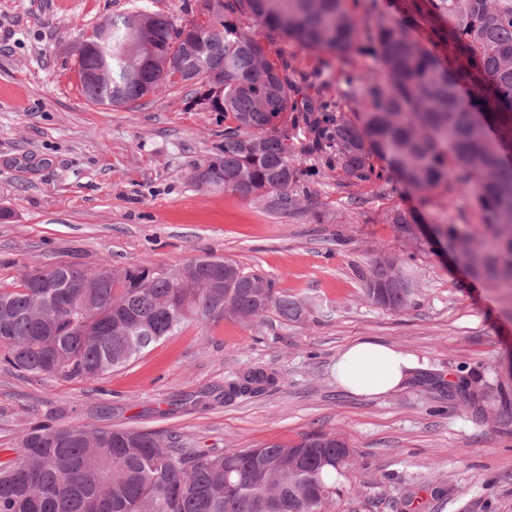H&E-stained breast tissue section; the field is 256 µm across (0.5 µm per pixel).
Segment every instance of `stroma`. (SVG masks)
Wrapping results in <instances>:
<instances>
[{
  "instance_id": "35a3bbf8",
  "label": "stroma",
  "mask_w": 512,
  "mask_h": 512,
  "mask_svg": "<svg viewBox=\"0 0 512 512\" xmlns=\"http://www.w3.org/2000/svg\"><path fill=\"white\" fill-rule=\"evenodd\" d=\"M197 0H0V287L61 262L167 270L205 256L307 299L300 323L276 316L191 325L97 382L0 368V460L39 423L128 427L216 450L293 445L336 434L353 463L332 512H512V404L487 409L448 398L462 376L512 379V299L468 276L430 225L478 223L466 197L423 199L396 183L315 177L301 210L274 196L198 186L194 165L224 140V115L189 108L176 85L127 107L84 95L75 47L105 18L145 7L176 23ZM388 14L443 56L447 26L430 0H385ZM258 36L312 97L336 96L334 56ZM416 219V239L387 217ZM398 259L417 288L402 312L367 300L361 269ZM367 337L416 357L428 379L380 397L352 395L333 374L337 352ZM255 366L276 388L230 404L170 411Z\"/></svg>"
}]
</instances>
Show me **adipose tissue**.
I'll use <instances>...</instances> for the list:
<instances>
[{"mask_svg":"<svg viewBox=\"0 0 512 512\" xmlns=\"http://www.w3.org/2000/svg\"><path fill=\"white\" fill-rule=\"evenodd\" d=\"M419 368L409 354L372 338H358L338 351L334 374L344 390L376 397L407 387Z\"/></svg>","mask_w":512,"mask_h":512,"instance_id":"adipose-tissue-1","label":"adipose tissue"}]
</instances>
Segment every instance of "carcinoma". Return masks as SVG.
<instances>
[{
	"instance_id": "carcinoma-1",
	"label": "carcinoma",
	"mask_w": 512,
	"mask_h": 512,
	"mask_svg": "<svg viewBox=\"0 0 512 512\" xmlns=\"http://www.w3.org/2000/svg\"><path fill=\"white\" fill-rule=\"evenodd\" d=\"M360 1L372 23L358 26L351 4ZM448 21V56L416 41L408 26L387 17L381 0H211L197 51L177 43L182 29L149 11L113 15L98 25L99 42L75 59L76 71L97 72L81 83L85 96L120 105L156 93L161 62L224 75L193 90L206 91L230 120L224 142L204 164L201 187L245 196L276 194L283 210L301 209L306 179L321 168L303 167L315 155L350 183L393 176L413 190L470 198L480 223L442 222L432 238L451 246L456 263L512 296V159L509 141L490 128L512 131V0H433ZM251 19L306 48L369 57L373 72L343 68L334 100L301 95L288 63L270 51ZM158 49L152 58L143 51ZM468 89L467 101L458 94ZM362 111L357 126L344 107ZM305 128L300 147L289 129ZM63 277L82 282L111 275L86 294L63 291L47 301L40 288L51 268L27 273L0 288V365L30 376L96 381L190 324L226 317L291 323L306 303L258 273L206 257L172 274L147 264L94 270L66 263ZM364 292L381 309L400 312L415 288L398 261L385 258L361 273ZM276 374L250 368L204 396L230 404L259 397ZM492 407L512 402L503 387L492 393L475 378L448 385V396ZM351 450L334 434H311L293 446L277 443L221 453L182 448L147 430L32 427L20 434L14 456L0 460V512H327L341 489L336 474Z\"/></svg>"
}]
</instances>
